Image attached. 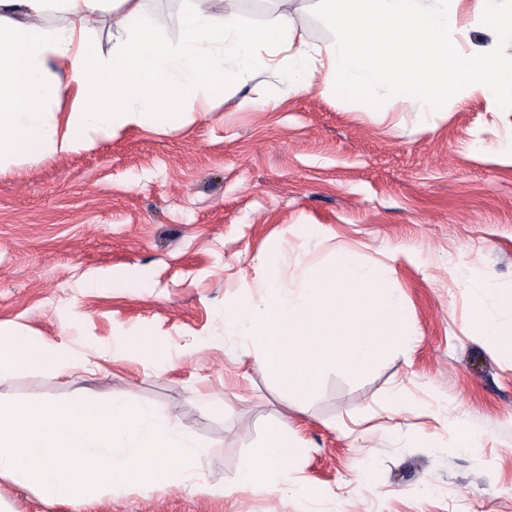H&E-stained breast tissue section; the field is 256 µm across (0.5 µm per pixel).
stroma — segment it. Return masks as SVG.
Wrapping results in <instances>:
<instances>
[{
    "label": "stroma",
    "instance_id": "35a3bbf8",
    "mask_svg": "<svg viewBox=\"0 0 512 512\" xmlns=\"http://www.w3.org/2000/svg\"><path fill=\"white\" fill-rule=\"evenodd\" d=\"M292 93L276 69L240 80L166 131L131 129L95 148L0 170V330L95 363L92 373H16L18 402L77 387L175 412L218 442L207 473L232 485L265 424L287 416L294 483L327 491L322 512H512V358L471 332L512 295V105L478 97L445 111L384 92L338 97L313 65ZM253 99L239 108L241 99ZM389 274L417 337L355 377L330 371L287 400L225 356L224 311L262 293L260 258L287 280L337 251ZM98 287H87L90 278ZM153 334L162 366L137 352ZM400 393L404 409L394 407ZM466 426L473 446L455 445ZM6 512H300L295 493L220 497L173 486L49 506L0 480Z\"/></svg>",
    "mask_w": 512,
    "mask_h": 512
}]
</instances>
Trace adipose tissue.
Wrapping results in <instances>:
<instances>
[{
    "label": "adipose tissue",
    "mask_w": 512,
    "mask_h": 512,
    "mask_svg": "<svg viewBox=\"0 0 512 512\" xmlns=\"http://www.w3.org/2000/svg\"><path fill=\"white\" fill-rule=\"evenodd\" d=\"M261 26L246 24L230 0H181V33L162 36L144 0H0V165L45 153L93 148L127 128L182 123L199 98L269 67L285 51L289 91L309 89L311 55L302 0H270ZM462 0H317L336 28L318 52L325 86L340 95L383 90L436 112L466 94L489 107L512 101V7L473 0V21L492 37L464 54L457 32ZM112 18V48L94 25ZM73 103L63 119L54 110ZM68 354L20 332L0 336V382L18 370L58 371Z\"/></svg>",
    "instance_id": "ef3b65f1"
}]
</instances>
